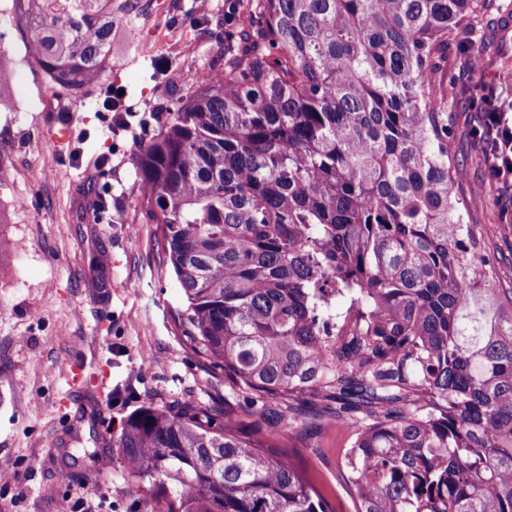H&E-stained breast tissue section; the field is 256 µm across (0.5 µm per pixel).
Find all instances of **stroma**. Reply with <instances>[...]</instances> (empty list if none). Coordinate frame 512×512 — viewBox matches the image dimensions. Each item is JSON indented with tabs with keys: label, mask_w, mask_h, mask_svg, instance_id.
I'll use <instances>...</instances> for the list:
<instances>
[{
	"label": "stroma",
	"mask_w": 512,
	"mask_h": 512,
	"mask_svg": "<svg viewBox=\"0 0 512 512\" xmlns=\"http://www.w3.org/2000/svg\"><path fill=\"white\" fill-rule=\"evenodd\" d=\"M227 0H139L133 25L112 32L101 81L74 93L30 56L18 0H0V59L12 80L0 95V236L12 276L0 286V512H56L57 499L101 498L103 512H145L114 442L146 406L188 402L223 409L224 378L182 345L170 313L181 301L166 274L144 204L136 147L157 134L203 74L220 67L233 32ZM139 33L128 38L129 29ZM478 48L479 66L470 63ZM174 70L176 80L157 70ZM450 152L467 176L459 193L503 281L512 280V182L492 180L484 100L512 102V0H482L448 45ZM308 459L317 488L349 512L341 465L348 431L322 429ZM99 468L98 486L83 477Z\"/></svg>",
	"instance_id": "obj_1"
}]
</instances>
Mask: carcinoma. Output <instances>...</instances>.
Returning <instances> with one entry per match:
<instances>
[{
    "mask_svg": "<svg viewBox=\"0 0 512 512\" xmlns=\"http://www.w3.org/2000/svg\"><path fill=\"white\" fill-rule=\"evenodd\" d=\"M28 48L99 81L135 0H20ZM478 0H252L237 49L134 165L224 414L115 442L154 512H334L286 441L351 429L354 512H512V285L457 194L448 39ZM269 424L252 431L240 413Z\"/></svg>",
    "mask_w": 512,
    "mask_h": 512,
    "instance_id": "carcinoma-1",
    "label": "carcinoma"
}]
</instances>
